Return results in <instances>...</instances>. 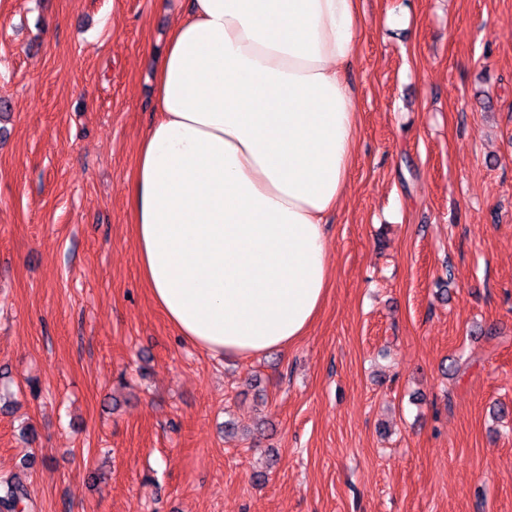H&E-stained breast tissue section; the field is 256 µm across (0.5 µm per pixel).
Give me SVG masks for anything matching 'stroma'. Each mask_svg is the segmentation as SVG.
I'll use <instances>...</instances> for the list:
<instances>
[{"mask_svg": "<svg viewBox=\"0 0 512 512\" xmlns=\"http://www.w3.org/2000/svg\"><path fill=\"white\" fill-rule=\"evenodd\" d=\"M331 284L182 342L128 187L186 0H0V479L32 512H512V0H360Z\"/></svg>", "mask_w": 512, "mask_h": 512, "instance_id": "obj_1", "label": "stroma"}]
</instances>
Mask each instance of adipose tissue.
<instances>
[{"label":"adipose tissue","instance_id":"obj_1","mask_svg":"<svg viewBox=\"0 0 512 512\" xmlns=\"http://www.w3.org/2000/svg\"><path fill=\"white\" fill-rule=\"evenodd\" d=\"M359 0H189L129 186L140 273L189 345L249 358L306 336L358 127Z\"/></svg>","mask_w":512,"mask_h":512}]
</instances>
